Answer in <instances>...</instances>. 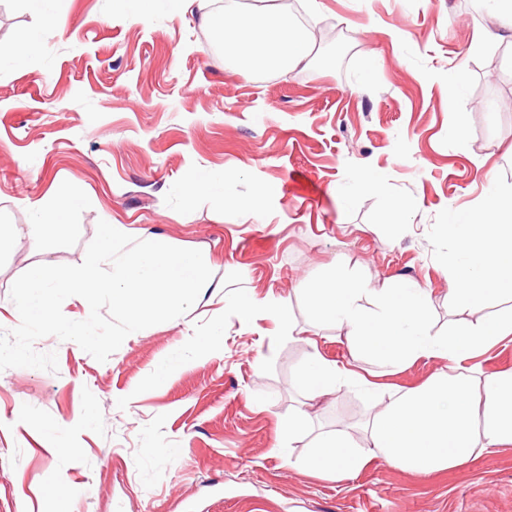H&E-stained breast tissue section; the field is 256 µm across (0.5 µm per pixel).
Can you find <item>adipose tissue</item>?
Masks as SVG:
<instances>
[{"instance_id":"adipose-tissue-1","label":"adipose tissue","mask_w":512,"mask_h":512,"mask_svg":"<svg viewBox=\"0 0 512 512\" xmlns=\"http://www.w3.org/2000/svg\"><path fill=\"white\" fill-rule=\"evenodd\" d=\"M218 38L245 74L295 66L308 58L311 47L309 36L262 13H225ZM447 232L459 251L449 264V301L476 310L494 294L512 299V196L488 185L480 207ZM308 299L314 316L344 325L351 347L372 351L384 368L396 370L423 359L448 361L421 386L390 397L354 370L322 359L308 362L298 374L306 397L333 394L339 383L349 382L360 385L372 402L356 432L317 435L309 467L340 480L373 456L427 475L512 447V369L486 374L474 363L486 349L512 342V315L436 336L430 331L426 293L415 283L371 288L334 277L312 283Z\"/></svg>"}]
</instances>
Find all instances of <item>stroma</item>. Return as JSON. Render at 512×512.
I'll use <instances>...</instances> for the list:
<instances>
[{
  "label": "stroma",
  "instance_id": "35a3bbf8",
  "mask_svg": "<svg viewBox=\"0 0 512 512\" xmlns=\"http://www.w3.org/2000/svg\"><path fill=\"white\" fill-rule=\"evenodd\" d=\"M299 3L345 39L339 67L319 66L316 40L300 65L242 74L216 14L173 0H154L145 22L142 0H0V46L28 49L0 60V234L13 241L0 328L19 324L16 278L81 264L101 220L201 251L213 281L105 362L47 336L34 347L56 352L57 371H0V512H57L62 486L68 512H512V448L431 475L381 459L341 480L314 473L316 435L355 428L370 405L353 385L315 400L297 385L315 355L390 391L442 365L386 373L353 350L344 326L310 313L305 290L327 276L418 282L440 335L512 310L496 295L452 310L445 231L480 204L477 170L512 191V29L469 0ZM221 173L223 194L191 193ZM264 186L258 212L227 206ZM68 187L84 202L63 232L32 233L36 209ZM390 202L407 208L396 240L375 228ZM242 296L265 306L245 324ZM271 306L306 340L284 336Z\"/></svg>",
  "mask_w": 512,
  "mask_h": 512
}]
</instances>
